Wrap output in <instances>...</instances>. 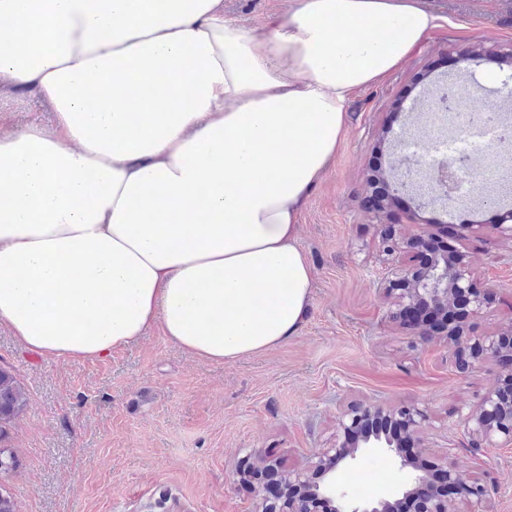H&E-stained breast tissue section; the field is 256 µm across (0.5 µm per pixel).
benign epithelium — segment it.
I'll use <instances>...</instances> for the list:
<instances>
[{"mask_svg": "<svg viewBox=\"0 0 512 512\" xmlns=\"http://www.w3.org/2000/svg\"><path fill=\"white\" fill-rule=\"evenodd\" d=\"M461 58L471 65L479 66L494 58L506 65L512 64V48L498 52H483L470 47L461 53ZM469 160L459 157L451 162L436 163L435 193L439 200L453 201L450 185L451 167L462 169ZM391 251L409 254L408 264L398 265L388 272L384 282L388 289L398 292V308L394 318L402 321L401 312L406 308L423 306L440 312H448L453 303L461 301L466 308V320L455 329L444 332L448 346L456 355L458 369L464 373L478 363L492 361L503 368L505 375L512 377V328L497 336H472L467 329V318L492 304L495 300L491 289L479 286L471 276L468 255L457 252L450 257L440 253L426 264H420L415 241H403L391 236ZM384 412L378 406L357 407L342 416L341 440L336 448L315 457L308 473H290L288 486L299 489L295 497L277 502L271 500L264 484H259L258 496L262 500V512H398L402 502L413 503L410 512H448V497L424 494L429 483L425 463L410 458L404 450L403 440L414 442L420 455H425L420 443L421 413L416 409H404L398 414L407 418L403 437L390 433H374L362 427V420ZM464 425L475 444L488 446H512V401L495 385L481 398L475 410L464 418ZM382 453L399 468L407 471V488L402 497L393 501L380 499L354 503L342 485L339 473L358 458L362 450ZM448 483L456 485L460 492L471 499V512L488 510L487 490L484 485L473 483L454 468H444Z\"/></svg>", "mask_w": 512, "mask_h": 512, "instance_id": "1", "label": "benign epithelium"}]
</instances>
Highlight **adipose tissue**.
<instances>
[{"mask_svg": "<svg viewBox=\"0 0 512 512\" xmlns=\"http://www.w3.org/2000/svg\"><path fill=\"white\" fill-rule=\"evenodd\" d=\"M437 17L420 0H289L247 28L224 0H0V326L104 357L151 326L232 363L312 299L302 212L383 81ZM0 107L10 110L9 125L13 128L24 126L36 114L47 121L49 119L48 112H34L41 109L38 100L30 93H16L3 97L0 100Z\"/></svg>", "mask_w": 512, "mask_h": 512, "instance_id": "adipose-tissue-1", "label": "adipose tissue"}]
</instances>
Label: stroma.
<instances>
[{
	"label": "stroma",
	"mask_w": 512,
	"mask_h": 512,
	"mask_svg": "<svg viewBox=\"0 0 512 512\" xmlns=\"http://www.w3.org/2000/svg\"><path fill=\"white\" fill-rule=\"evenodd\" d=\"M438 17L422 45L383 82L359 91L348 135L301 221L300 244L314 270L312 302L286 342L232 364L196 359L152 328L131 346L94 360L47 359L0 328V365L11 368L28 401L9 427L19 466L1 478L18 512H256L241 468L278 454L284 470L307 469L335 447L350 405L423 410L422 443L432 461L481 480L492 512H512V446L476 448L463 418L500 377L486 363L460 372L443 337L423 340L393 320L380 288L388 266L381 233L417 238L467 224L455 237L477 281L495 288L490 308L470 317L471 335L512 324V240L493 225L512 207V148L491 194L420 208L402 194L394 218L368 202V178L403 175L408 139L425 131V110L452 72L479 88L512 125V68H468L471 46H512V0H422ZM351 497H401L406 473L380 453L359 454L341 472Z\"/></svg>",
	"instance_id": "obj_1"
}]
</instances>
